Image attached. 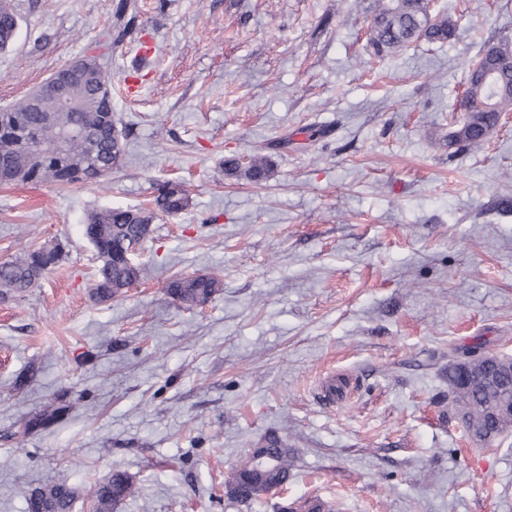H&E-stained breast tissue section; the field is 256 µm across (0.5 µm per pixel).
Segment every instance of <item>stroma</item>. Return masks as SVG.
<instances>
[{
    "mask_svg": "<svg viewBox=\"0 0 512 512\" xmlns=\"http://www.w3.org/2000/svg\"><path fill=\"white\" fill-rule=\"evenodd\" d=\"M117 2L11 0L0 109L97 51ZM131 2L104 56L122 166L100 185L0 186V261L64 248L0 296V512L55 482L92 512L116 470L139 489L116 512H512V433L474 444L446 377L458 349L512 357V122L448 148L468 64L512 39V0H431L455 37L379 57L356 0ZM258 151L267 180L225 175L224 157ZM169 180L190 202L152 224L145 277L94 301L88 214L149 206ZM213 271L205 305L168 295ZM272 436L293 453L287 486L228 499Z\"/></svg>",
    "mask_w": 512,
    "mask_h": 512,
    "instance_id": "obj_1",
    "label": "stroma"
}]
</instances>
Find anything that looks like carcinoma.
Segmentation results:
<instances>
[{
	"instance_id": "obj_1",
	"label": "carcinoma",
	"mask_w": 512,
	"mask_h": 512,
	"mask_svg": "<svg viewBox=\"0 0 512 512\" xmlns=\"http://www.w3.org/2000/svg\"><path fill=\"white\" fill-rule=\"evenodd\" d=\"M18 18L10 3L0 0V50L10 48L17 36ZM453 23L446 17L434 18L427 0H374L368 23V40L376 55L405 47L413 42H445L454 36ZM512 62V39L500 40L483 47L480 56L468 69L463 96L464 121L448 133V147H478L494 129L502 112H512V68L486 70L488 60ZM99 84L105 92L94 94L84 85L70 89L84 111L71 115L59 113L56 123L43 120L46 111H54L57 101L45 93L39 107L24 98L0 110V184L54 183L68 186L99 182L120 167L126 155V134L117 127L112 106V78L106 69L97 70ZM79 123L85 137L73 140L68 153L56 154L60 127ZM228 176L243 177L253 183L266 180L272 170L269 157L255 154L242 161L229 157L223 162ZM189 193L183 184L164 182L156 188L151 209L102 208L91 212L84 234L93 246L99 265L94 274L91 296L108 301L122 296L142 275L140 266L125 259L131 246L145 240L146 227L156 214H177L189 206ZM62 258L58 245L25 250L0 262V288L24 293L33 287L46 270ZM221 286L214 275L180 276L172 279L167 293L180 305L194 308L206 304ZM458 365L448 369V389L455 415L468 416L466 428H484L487 443L512 432V424L486 422V406L497 400L504 382H486L463 387L458 383ZM292 467L290 450L277 439H268L253 449L235 469L224 489L228 498L247 502L283 487L288 483ZM134 493L129 477L115 471L95 492L94 512H115V508ZM74 488L64 484H44L35 488L28 500V512H70L75 499Z\"/></svg>"
}]
</instances>
